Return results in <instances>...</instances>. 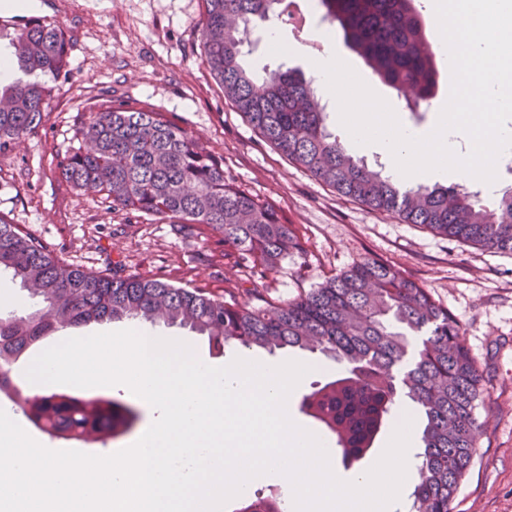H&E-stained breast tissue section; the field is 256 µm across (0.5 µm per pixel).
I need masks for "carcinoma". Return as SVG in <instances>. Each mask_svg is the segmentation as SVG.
<instances>
[{
    "label": "carcinoma",
    "mask_w": 512,
    "mask_h": 512,
    "mask_svg": "<svg viewBox=\"0 0 512 512\" xmlns=\"http://www.w3.org/2000/svg\"><path fill=\"white\" fill-rule=\"evenodd\" d=\"M204 61L243 119L267 143L315 180L381 214L421 224L466 245L512 253V187L489 206L463 186L407 187L350 155L326 124L312 81L278 67L259 80L243 62L250 27L282 13L284 0H202ZM323 19L376 77L429 103L437 83L436 52L421 56L425 38L414 0H320ZM11 66L33 76L0 90V146L40 126L53 86L68 65L58 26L15 34ZM80 146L58 164L75 188L101 196L112 209L132 210L164 224H189L219 236L244 264L262 273L296 249L292 227L268 202L233 185L219 160L188 130L161 112L107 99L84 114ZM20 281L38 308L0 313V401L21 409L41 431L66 439L94 433L110 441L138 419L130 404L26 390L15 368L57 332L129 321L178 325L224 351L229 345L273 354L285 348L330 356L344 366L314 387L306 403L324 421L327 406L360 396L374 400L371 435H382L401 397L424 422L417 482L409 512H449L471 467L479 435L475 410L483 378L459 322L426 289L395 267L366 260L291 300L216 296L151 277L110 278L67 264L17 225L0 218V276ZM418 336L412 345L408 337ZM238 512H284L281 495L241 499Z\"/></svg>",
    "instance_id": "1"
}]
</instances>
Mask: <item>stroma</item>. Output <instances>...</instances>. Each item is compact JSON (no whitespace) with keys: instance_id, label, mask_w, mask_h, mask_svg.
I'll list each match as a JSON object with an SVG mask.
<instances>
[{"instance_id":"stroma-1","label":"stroma","mask_w":512,"mask_h":512,"mask_svg":"<svg viewBox=\"0 0 512 512\" xmlns=\"http://www.w3.org/2000/svg\"><path fill=\"white\" fill-rule=\"evenodd\" d=\"M58 14L69 66L53 84L42 124L0 148V218L19 225L59 258L115 277L140 275L220 295L258 286L276 302L305 294L353 265L378 259L423 286L463 326L465 344L487 381L475 414L480 426L473 463L451 512H512V253H497L378 214L316 181L264 141L235 112L201 56L202 0H32ZM276 27L280 44L266 36ZM340 57L397 109L403 122L431 129L450 92L446 59H437L436 96L409 112L406 92L382 83L330 27ZM278 19L253 29L249 60L309 72L311 49ZM115 98L172 117L224 163L234 185L273 204L291 224L299 250L252 279L238 255L196 228L178 229L124 210L62 181L57 162L76 147L75 131L93 103ZM285 358L317 365L293 395L343 369L322 355L287 350Z\"/></svg>"}]
</instances>
